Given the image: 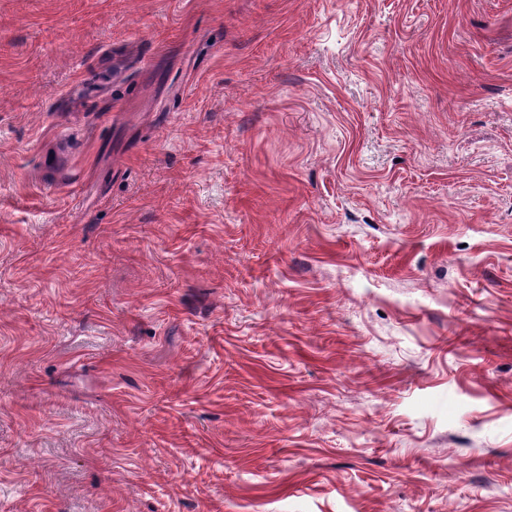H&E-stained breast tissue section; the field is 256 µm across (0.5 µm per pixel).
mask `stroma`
<instances>
[{
    "label": "stroma",
    "instance_id": "stroma-1",
    "mask_svg": "<svg viewBox=\"0 0 512 512\" xmlns=\"http://www.w3.org/2000/svg\"><path fill=\"white\" fill-rule=\"evenodd\" d=\"M0 512H512V0H0Z\"/></svg>",
    "mask_w": 512,
    "mask_h": 512
}]
</instances>
